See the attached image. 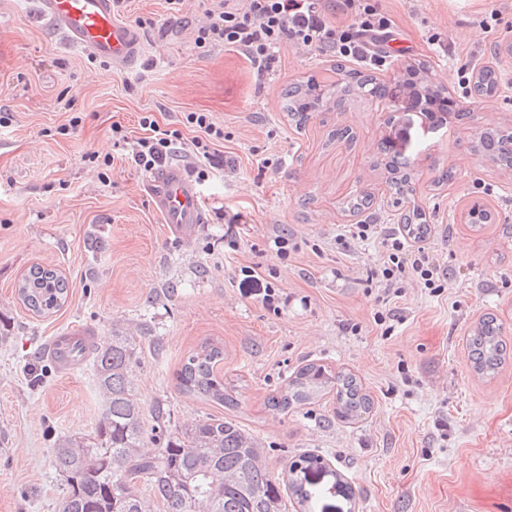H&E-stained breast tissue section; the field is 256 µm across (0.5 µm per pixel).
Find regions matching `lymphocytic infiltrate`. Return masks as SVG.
Segmentation results:
<instances>
[{
    "label": "lymphocytic infiltrate",
    "mask_w": 512,
    "mask_h": 512,
    "mask_svg": "<svg viewBox=\"0 0 512 512\" xmlns=\"http://www.w3.org/2000/svg\"><path fill=\"white\" fill-rule=\"evenodd\" d=\"M208 18L198 30L195 44L200 48H232L248 60L257 78L268 76L282 43L289 42L309 51L332 52L354 60L365 59L371 44L389 39L392 22L382 11L378 0H340L339 19H331L324 0H248L239 7L236 0H199ZM184 125L197 129L192 153L197 160V180H208L214 171L223 169L224 157L218 143L224 140V128L209 113L188 112ZM144 137L129 140L121 124H113L116 144H129L131 160L145 173L172 159L180 150L177 131L160 128L153 114L140 118ZM381 236L388 260L373 270L384 290L397 289L400 281L417 279L424 287L433 288L444 275L438 262L426 247L410 244L397 228L380 229L375 224L345 225L338 239L366 240Z\"/></svg>",
    "instance_id": "f902f5d3"
}]
</instances>
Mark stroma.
Returning a JSON list of instances; mask_svg holds the SVG:
<instances>
[{"label": "stroma", "mask_w": 512, "mask_h": 512, "mask_svg": "<svg viewBox=\"0 0 512 512\" xmlns=\"http://www.w3.org/2000/svg\"><path fill=\"white\" fill-rule=\"evenodd\" d=\"M394 23L363 68L384 84L424 63L445 85L461 119L428 123L402 104L393 123L384 101L347 96L295 128L280 110L285 84L328 76L337 57L282 43L273 72L257 80L242 54L194 45L196 0L180 12L166 0H129L120 19H143L140 65L124 71L68 47L36 16V0H0V314L11 336L0 343V512H57L62 481L56 435L88 434L101 414L91 359L62 374L42 348L62 329L138 337L137 394L143 408L163 402L182 428L228 416L264 448L273 473L302 453L327 466L309 472L318 507L331 512H499L512 485V361L491 379L476 376L465 338L494 312L512 338V170L476 155L477 130L512 127V0H379ZM492 67L499 90L473 98L477 69ZM152 113L179 130L188 112L224 127L223 174L200 184L206 223L175 235L145 194L146 173L114 146L118 122L141 136ZM346 128L350 138L336 139ZM113 156L112 167L102 164ZM406 163L416 192L396 202L387 162ZM454 170L441 189L438 169ZM373 197L374 216L343 212L344 198ZM494 215L472 231L473 202ZM432 227L425 245L447 270L441 288L406 281L387 298L370 272L387 258L380 240L338 245L346 224L395 227L409 204ZM287 237L288 259L273 240ZM57 269L69 298L34 316L15 283L32 265ZM259 267L262 283L245 280ZM286 295L279 310L265 288ZM224 346L219 372L234 386L237 411L176 387L182 359L204 340ZM164 346L155 354L153 342ZM355 373L374 399L347 424L331 404L288 415L264 401L309 360ZM44 370L40 384L28 374Z\"/></svg>", "instance_id": "obj_1"}]
</instances>
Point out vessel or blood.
<instances>
[{"instance_id": "obj_1", "label": "vessel or blood", "mask_w": 512, "mask_h": 512, "mask_svg": "<svg viewBox=\"0 0 512 512\" xmlns=\"http://www.w3.org/2000/svg\"><path fill=\"white\" fill-rule=\"evenodd\" d=\"M36 15L61 34L69 47L94 59L122 70L134 68L139 61L140 34L115 15L112 0H37ZM144 188L175 234L188 235L195 225L205 223L201 192L181 164L162 166ZM86 336L83 329H64L48 340L46 352L61 370H73L75 346Z\"/></svg>"}]
</instances>
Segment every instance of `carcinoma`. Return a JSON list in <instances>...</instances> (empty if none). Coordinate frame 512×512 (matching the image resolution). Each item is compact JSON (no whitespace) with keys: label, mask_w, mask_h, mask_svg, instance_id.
I'll use <instances>...</instances> for the list:
<instances>
[{"label":"carcinoma","mask_w":512,"mask_h":512,"mask_svg":"<svg viewBox=\"0 0 512 512\" xmlns=\"http://www.w3.org/2000/svg\"><path fill=\"white\" fill-rule=\"evenodd\" d=\"M336 71L341 79L330 85L313 77L289 84L282 94V111L301 125L308 113L333 98L363 94L381 99L385 95L373 75L345 70L340 64ZM406 73L414 75L408 85L425 102L445 103L443 86L431 81L423 65L411 64ZM497 85L496 71L485 68L474 93L489 98ZM475 142L473 150L501 167H512L511 139L484 129ZM389 186L403 198L413 192L412 176L402 172L390 178ZM493 220V213L483 205L476 203L468 210V223L477 231ZM403 225L414 238L430 232L426 213L419 207L405 215ZM15 292L24 308L39 317L58 312L69 297L66 279L40 264L22 275ZM467 346L472 369L480 376L497 374L507 360L502 324L493 314L478 322ZM79 354L93 361L102 412L91 434L60 435L53 441V457L63 482L58 512H281L284 486L301 512L311 508L313 493L298 474L319 468L320 457L299 456L283 484L267 467L264 449L252 435L227 419L211 416L174 431L169 409L158 402L150 413L151 424H146L135 387L134 371L141 363L135 337L115 332L110 342L99 348L82 347ZM222 360V347L202 343L181 363L176 373L178 390L229 411L237 409L234 389L224 387L215 373ZM331 393L341 419L355 421L372 407V398L355 375L334 374L316 362L294 372L267 404L272 411L286 414L292 407L315 403Z\"/></svg>","instance_id":"obj_1"}]
</instances>
